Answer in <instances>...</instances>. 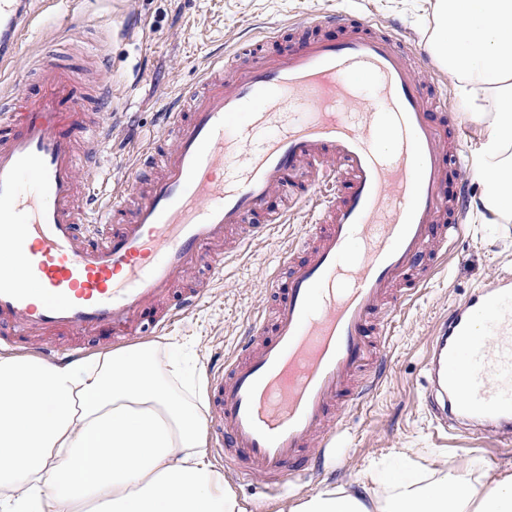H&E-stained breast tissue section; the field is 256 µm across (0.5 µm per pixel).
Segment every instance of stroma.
I'll list each match as a JSON object with an SVG mask.
<instances>
[{"label":"stroma","mask_w":512,"mask_h":512,"mask_svg":"<svg viewBox=\"0 0 512 512\" xmlns=\"http://www.w3.org/2000/svg\"><path fill=\"white\" fill-rule=\"evenodd\" d=\"M436 0H52L41 8L21 36L14 63L0 68V93L13 76L32 68L40 51L52 47L77 68L86 56L103 55L109 65L100 76L112 84V135L101 149V166L85 171L90 185L126 189L127 171L142 140L165 139L158 114L170 98L194 86L203 69L217 58L251 62L258 32L298 22L314 13L369 19L379 27L398 25L404 40L431 47L436 31ZM128 17L145 29L124 39L111 25ZM429 92L448 88V124L465 127L463 163L470 197L481 184L475 153L489 131L495 105L491 97L473 104L464 80L454 74L439 79L422 71ZM302 210L268 237L224 266L197 307L153 336L158 345L179 342L194 379L204 381L207 365L228 355L253 312L266 307V278L277 268L290 235L300 231ZM503 272L512 273V223H484L468 209L451 254L425 288L408 300L391 323L385 380L379 390L347 411L336 447L321 453L315 476L292 482L275 497L259 482H242L232 473L224 480L241 512H281L333 484L360 480L372 470L425 471L442 463L470 462L475 468L512 471V449L489 440L437 434L425 404L430 381L428 350L436 325L449 309Z\"/></svg>","instance_id":"35a3bbf8"}]
</instances>
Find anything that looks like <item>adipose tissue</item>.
<instances>
[{
  "mask_svg": "<svg viewBox=\"0 0 512 512\" xmlns=\"http://www.w3.org/2000/svg\"><path fill=\"white\" fill-rule=\"evenodd\" d=\"M449 72L495 87L481 200L512 221V0H436ZM175 350L134 346L50 365L0 355V512H237L205 458V403L174 394ZM290 512H512V473L454 464L331 488Z\"/></svg>",
  "mask_w": 512,
  "mask_h": 512,
  "instance_id": "obj_1",
  "label": "adipose tissue"
}]
</instances>
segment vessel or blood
Masks as SVG:
<instances>
[{
    "label": "vessel or blood",
    "instance_id": "vessel-or-blood-1",
    "mask_svg": "<svg viewBox=\"0 0 512 512\" xmlns=\"http://www.w3.org/2000/svg\"><path fill=\"white\" fill-rule=\"evenodd\" d=\"M34 0H0V64L20 51ZM341 41L291 33L274 56L225 74L214 62L163 114L166 142L147 140L133 172L140 196L100 204L80 173L110 130L112 87L44 52L36 84L0 96V343L48 363L76 358L54 336L108 343L161 332L199 302L200 289L162 308L193 265L210 278L307 206L271 301L245 338L207 367L214 451L239 479L276 492L333 447L341 415L383 381L388 327L430 278L418 264L446 253L468 195L442 184L448 149L428 95L393 31L321 13ZM371 84L376 96L359 94ZM393 145L385 151L383 142ZM426 398L437 430L469 424L473 439L512 445V275L450 308L430 354Z\"/></svg>",
    "mask_w": 512,
    "mask_h": 512
}]
</instances>
